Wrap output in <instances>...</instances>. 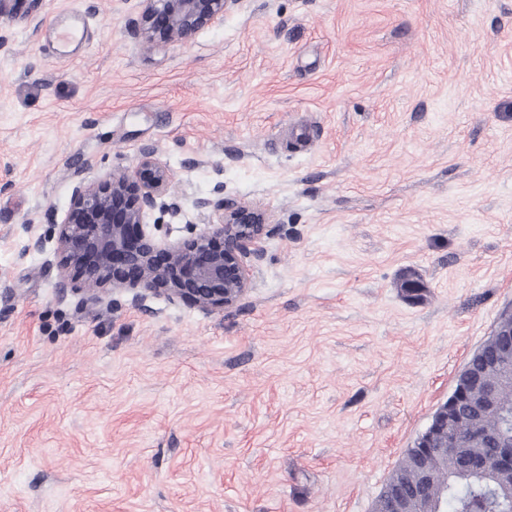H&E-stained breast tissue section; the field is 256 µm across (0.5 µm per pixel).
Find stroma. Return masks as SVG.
<instances>
[{"instance_id": "obj_1", "label": "stroma", "mask_w": 512, "mask_h": 512, "mask_svg": "<svg viewBox=\"0 0 512 512\" xmlns=\"http://www.w3.org/2000/svg\"><path fill=\"white\" fill-rule=\"evenodd\" d=\"M138 12L0 0V512H372L512 313V0H241L149 47ZM145 144L159 238L219 183L270 213L237 307L60 287L75 170Z\"/></svg>"}]
</instances>
